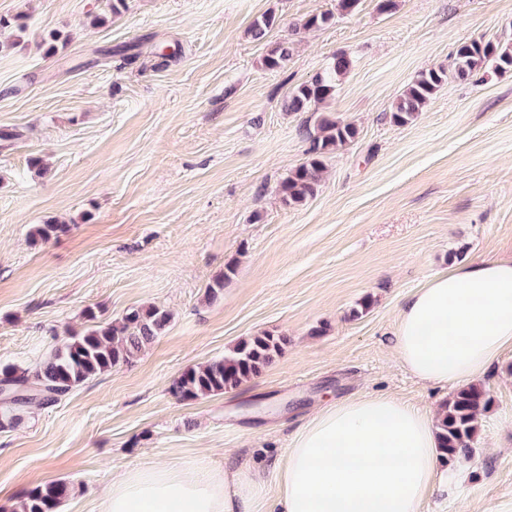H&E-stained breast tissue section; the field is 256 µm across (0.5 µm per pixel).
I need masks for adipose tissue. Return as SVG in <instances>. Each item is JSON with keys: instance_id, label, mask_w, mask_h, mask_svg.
<instances>
[{"instance_id": "1", "label": "adipose tissue", "mask_w": 512, "mask_h": 512, "mask_svg": "<svg viewBox=\"0 0 512 512\" xmlns=\"http://www.w3.org/2000/svg\"><path fill=\"white\" fill-rule=\"evenodd\" d=\"M392 348L426 384L474 383L512 350V255L444 270L399 305ZM438 408L391 395L319 408L271 467L113 474L104 512H419L447 494Z\"/></svg>"}]
</instances>
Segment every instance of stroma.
Returning a JSON list of instances; mask_svg holds the SVG:
<instances>
[{
  "label": "stroma",
  "mask_w": 512,
  "mask_h": 512,
  "mask_svg": "<svg viewBox=\"0 0 512 512\" xmlns=\"http://www.w3.org/2000/svg\"><path fill=\"white\" fill-rule=\"evenodd\" d=\"M109 4L0 0V366L35 367L89 309L115 323L156 305L171 321L132 362L0 428V506L64 480L62 512H101L119 471L269 462L352 395L440 406L453 385L423 384L391 348L396 309L447 268L512 254V73L448 81L405 125L390 110L419 72L511 26L512 0H360L299 34L336 0ZM270 11L278 24L254 40ZM282 41L287 69L266 70ZM341 51L353 66L327 110L359 135L327 156L313 198L285 206L315 117L282 100ZM47 223L67 230L33 240ZM262 333L287 343L259 376L172 393L186 368ZM480 382L493 404L476 451L420 512H512V352Z\"/></svg>",
  "instance_id": "1"
}]
</instances>
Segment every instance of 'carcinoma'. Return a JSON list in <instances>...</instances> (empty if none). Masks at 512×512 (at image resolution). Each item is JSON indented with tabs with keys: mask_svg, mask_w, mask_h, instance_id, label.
<instances>
[{
	"mask_svg": "<svg viewBox=\"0 0 512 512\" xmlns=\"http://www.w3.org/2000/svg\"><path fill=\"white\" fill-rule=\"evenodd\" d=\"M331 12L313 13L301 23L304 29H321L333 23ZM277 24L272 13L257 17L251 26L254 38H263ZM292 56L288 43L275 44L263 57L262 66L270 71L283 69ZM351 59L344 52L334 56L324 69L300 83L283 100L287 112H308L316 105H326L334 97L340 78L350 69ZM512 71V30L500 36L473 40L461 45L446 68L419 72L391 106V120L407 124L421 112L438 89L450 79L469 80L489 73ZM357 127L324 113L316 117V133L309 136L308 159L289 171L279 185L282 202L296 206L314 197L325 168V155L354 141ZM88 326L80 334L56 346L50 356L34 371H18L13 366L0 369V427L23 419L25 408L36 400L49 404L66 395L84 381L113 367L129 363L142 348L161 335L171 315L158 306L131 309L121 324L100 322L94 312L86 315ZM285 339L260 334L236 344L224 357L184 370L172 382V393L192 400L200 396L233 389L259 375L280 353ZM492 397L479 384L457 388L441 405L437 420L442 462L451 466L469 458L475 451L482 417L489 410ZM65 481L36 487L4 512H58L70 497Z\"/></svg>",
	"mask_w": 512,
	"mask_h": 512,
	"instance_id": "1",
	"label": "carcinoma"
}]
</instances>
